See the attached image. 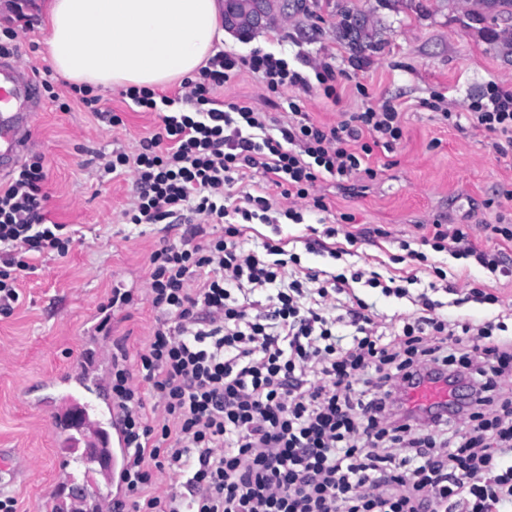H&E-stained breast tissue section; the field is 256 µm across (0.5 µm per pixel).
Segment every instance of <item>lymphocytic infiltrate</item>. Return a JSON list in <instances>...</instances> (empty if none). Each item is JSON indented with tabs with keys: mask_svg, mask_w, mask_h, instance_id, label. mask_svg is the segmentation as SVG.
Instances as JSON below:
<instances>
[{
	"mask_svg": "<svg viewBox=\"0 0 512 512\" xmlns=\"http://www.w3.org/2000/svg\"><path fill=\"white\" fill-rule=\"evenodd\" d=\"M312 76L256 48L218 53L198 79L173 94L131 86L128 98L159 123L134 154L113 153L105 174H133L137 199L127 223L185 226L178 242L149 256L148 297L157 314L137 359L115 344L112 407L124 439L122 495L112 512H500L512 500V328L505 314L450 320L419 297L416 317L385 337L351 286L366 282L402 298L419 274L448 273L411 250L403 283L378 275H330L298 267L284 239L244 249L253 223L328 211L318 182L374 178V146L403 136L388 104L314 122L288 88L336 95L326 61ZM261 75L268 103L245 99L219 109L215 88L240 72ZM479 126L512 145V91L490 86L474 104ZM47 174L39 158L0 184V311L19 299L18 280L34 256L68 254V225L47 217ZM220 224L221 236L205 227ZM467 224L429 225L423 244L474 258L489 272L500 252L477 249ZM348 295L338 304V295ZM344 316H336L337 307ZM351 340L336 334L340 318ZM446 378L459 398L447 409L415 410L408 389ZM405 449L396 457V449ZM174 472L175 488L155 494L154 472Z\"/></svg>",
	"mask_w": 512,
	"mask_h": 512,
	"instance_id": "obj_1",
	"label": "lymphocytic infiltrate"
}]
</instances>
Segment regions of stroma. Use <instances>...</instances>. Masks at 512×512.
<instances>
[{
  "label": "stroma",
  "instance_id": "obj_1",
  "mask_svg": "<svg viewBox=\"0 0 512 512\" xmlns=\"http://www.w3.org/2000/svg\"><path fill=\"white\" fill-rule=\"evenodd\" d=\"M36 2L0 0V27L23 10L30 24L19 34V61L41 68L48 64L47 25ZM347 17L364 22L362 51H352L338 33ZM498 30L480 0H310L309 14L276 18L249 39L225 34L216 51H274L284 39L294 69L307 60L335 59L348 78L338 85L337 100L319 90L305 95V110L315 121L331 126L361 103L378 108L390 102L398 106L403 126L393 149L374 148L369 165L375 179L320 182L317 190L330 203L328 213H309L304 223L277 228L255 225L245 248L260 249L277 233L288 239L302 267L336 275L366 269L387 278L405 274L407 264L392 258L401 254V241L419 248L425 225L437 220L468 224L478 248L501 252L508 275L495 277L474 260L432 251L430 261L453 273L455 288H430L425 276L410 285L411 295L428 294L451 319L491 315V308L467 299L471 282L512 305V242L490 229L501 218L512 223V149L498 154L495 134L467 120L458 128L448 125L428 107L442 99L465 113L490 84L512 89V56L503 53L495 38ZM101 97L105 112L99 116L77 103L70 111H58L44 97L30 108L28 151L41 157L47 172L48 217L69 225L75 242L66 256L47 252L37 259L36 270L20 279L19 303L10 314L0 313V448L17 449L30 461L10 490L19 512H40L45 496L67 498L75 485L99 491L102 502L112 498L102 476L77 463L76 451L52 431L53 418L84 404V396L57 394L46 413L33 404L45 395L51 378L79 369L89 321L100 318L113 289L131 292L134 304L115 312L99 334L102 371L111 367L115 341H123L133 356L144 349L156 318L147 294L148 258L177 239L161 225L124 223L123 212L136 196L134 178L110 180L98 169V152L134 153L158 125L157 114L140 111L116 88ZM114 112L122 125L111 124ZM331 225L357 238L339 259L306 248L314 231ZM377 227L386 229V236H374ZM355 289L373 304L385 332L414 313L408 298L386 297L360 283ZM61 461L70 475L64 483L58 478Z\"/></svg>",
  "mask_w": 512,
  "mask_h": 512
}]
</instances>
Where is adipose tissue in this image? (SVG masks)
<instances>
[{
	"instance_id": "obj_1",
	"label": "adipose tissue",
	"mask_w": 512,
	"mask_h": 512,
	"mask_svg": "<svg viewBox=\"0 0 512 512\" xmlns=\"http://www.w3.org/2000/svg\"><path fill=\"white\" fill-rule=\"evenodd\" d=\"M48 61L94 89L195 78L223 37L217 0H50Z\"/></svg>"
}]
</instances>
